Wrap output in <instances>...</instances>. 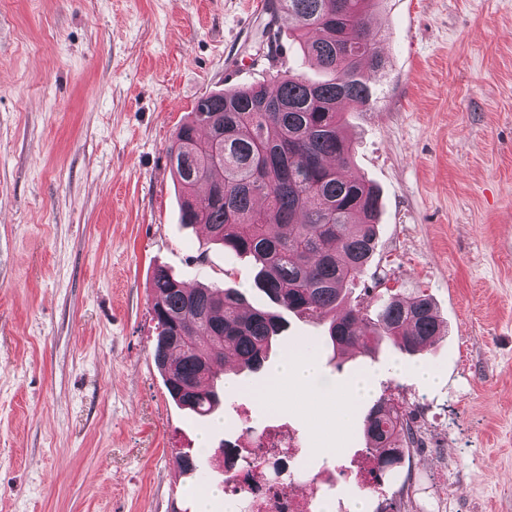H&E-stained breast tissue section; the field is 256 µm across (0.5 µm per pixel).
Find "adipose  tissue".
<instances>
[{
  "label": "adipose tissue",
  "mask_w": 512,
  "mask_h": 512,
  "mask_svg": "<svg viewBox=\"0 0 512 512\" xmlns=\"http://www.w3.org/2000/svg\"><path fill=\"white\" fill-rule=\"evenodd\" d=\"M370 380L362 376L349 385L337 388L335 396L323 389L315 352L308 346L297 345L289 349L280 365L257 391L261 407L317 406L324 408L335 428H344L352 417L355 404L368 392ZM293 389L292 400L283 397L285 389Z\"/></svg>",
  "instance_id": "obj_1"
}]
</instances>
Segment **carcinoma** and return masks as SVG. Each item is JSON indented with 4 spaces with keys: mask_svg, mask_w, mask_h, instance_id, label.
Instances as JSON below:
<instances>
[{
    "mask_svg": "<svg viewBox=\"0 0 512 512\" xmlns=\"http://www.w3.org/2000/svg\"><path fill=\"white\" fill-rule=\"evenodd\" d=\"M379 2L267 0L272 20L293 22L290 37L303 61L331 78L316 82L280 67L267 83L204 95L170 149L182 223L204 225L224 251L252 258L256 288L282 310L316 320L333 314V348L368 357L384 339L413 355L441 330L425 294L390 297L372 310L339 309L343 287L363 274L377 248L379 194L341 171L352 144L339 106L377 107L385 61L370 16ZM151 288L153 359L168 395L207 417L224 397L214 363L258 370L286 322L246 305L237 290L188 289L163 268ZM363 432L382 474L418 444L406 415L383 400L368 410Z\"/></svg>",
    "mask_w": 512,
    "mask_h": 512,
    "instance_id": "obj_1",
    "label": "carcinoma"
}]
</instances>
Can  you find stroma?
Instances as JSON below:
<instances>
[{"label": "stroma", "instance_id": "obj_1", "mask_svg": "<svg viewBox=\"0 0 512 512\" xmlns=\"http://www.w3.org/2000/svg\"><path fill=\"white\" fill-rule=\"evenodd\" d=\"M254 0H0V512H172L198 480L176 455L270 423L238 386L208 420L178 407L154 364L150 282L234 288L255 307L250 259L180 222L169 151L195 101L261 82ZM387 61L376 111L346 104L347 175L380 194L375 259L351 303L431 297L441 336L421 352L333 350L326 323L287 315L281 342L316 346L324 378L373 373L418 445L384 475L398 512H512V0H382ZM438 376L428 386L416 364ZM348 430L288 410L312 472L365 452Z\"/></svg>", "mask_w": 512, "mask_h": 512}]
</instances>
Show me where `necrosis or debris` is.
Masks as SVG:
<instances>
[{"label": "necrosis or debris", "instance_id": "obj_1", "mask_svg": "<svg viewBox=\"0 0 512 512\" xmlns=\"http://www.w3.org/2000/svg\"><path fill=\"white\" fill-rule=\"evenodd\" d=\"M224 475L233 498L246 512H322L324 483L311 478L304 492L291 486V468L303 458L295 433L283 423L269 425L256 438L225 439ZM280 480H270L272 471Z\"/></svg>", "mask_w": 512, "mask_h": 512}]
</instances>
